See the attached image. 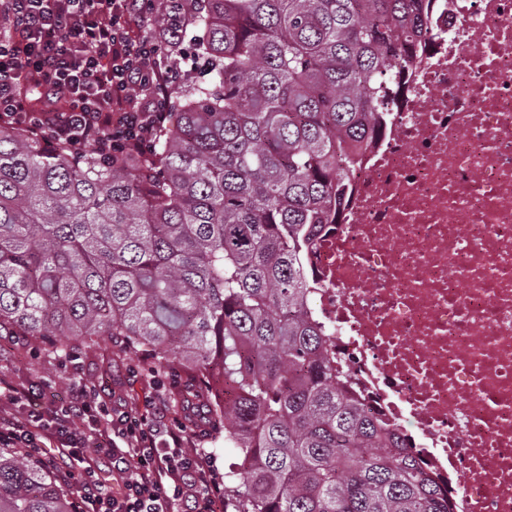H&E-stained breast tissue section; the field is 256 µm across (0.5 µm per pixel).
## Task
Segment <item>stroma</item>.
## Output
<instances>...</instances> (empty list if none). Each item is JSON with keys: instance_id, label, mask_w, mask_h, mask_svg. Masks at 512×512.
Instances as JSON below:
<instances>
[{"instance_id": "35a3bbf8", "label": "stroma", "mask_w": 512, "mask_h": 512, "mask_svg": "<svg viewBox=\"0 0 512 512\" xmlns=\"http://www.w3.org/2000/svg\"><path fill=\"white\" fill-rule=\"evenodd\" d=\"M137 354L129 353L106 363L99 358L78 355L76 362L59 361L34 349L21 350L16 344L0 345V377L15 385L30 382L43 384L50 400H67L75 380L93 382L110 403L128 408L141 407L144 399L153 398L164 405L169 417L182 418L183 413L171 392L179 381L178 373L157 379L146 373L130 375L131 365L138 363Z\"/></svg>"}]
</instances>
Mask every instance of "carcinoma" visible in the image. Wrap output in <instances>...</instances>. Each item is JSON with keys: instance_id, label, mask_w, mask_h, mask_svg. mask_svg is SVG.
I'll use <instances>...</instances> for the list:
<instances>
[{"instance_id": "1", "label": "carcinoma", "mask_w": 512, "mask_h": 512, "mask_svg": "<svg viewBox=\"0 0 512 512\" xmlns=\"http://www.w3.org/2000/svg\"><path fill=\"white\" fill-rule=\"evenodd\" d=\"M431 7L203 0L211 80L133 164L0 126V336L181 372L172 400L239 457L224 512H450L448 481L348 389L308 272ZM58 478L0 447V512H77Z\"/></svg>"}]
</instances>
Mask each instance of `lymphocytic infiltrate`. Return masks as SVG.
I'll use <instances>...</instances> for the list:
<instances>
[{
	"label": "lymphocytic infiltrate",
	"instance_id": "f902f5d3",
	"mask_svg": "<svg viewBox=\"0 0 512 512\" xmlns=\"http://www.w3.org/2000/svg\"><path fill=\"white\" fill-rule=\"evenodd\" d=\"M0 16V123L51 146L94 145L105 158L151 150L188 67L179 0L161 27L146 0H0ZM0 394L24 405L0 418V447L37 457L42 436L54 438L75 467L79 512H177L188 500L193 512L220 508L216 473L157 402L126 411L87 385L67 403L43 407L42 385L1 378ZM105 470L111 483L100 477Z\"/></svg>",
	"mask_w": 512,
	"mask_h": 512
}]
</instances>
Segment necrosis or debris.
I'll use <instances>...</instances> for the list:
<instances>
[{"instance_id": "necrosis-or-debris-1", "label": "necrosis or debris", "mask_w": 512, "mask_h": 512, "mask_svg": "<svg viewBox=\"0 0 512 512\" xmlns=\"http://www.w3.org/2000/svg\"><path fill=\"white\" fill-rule=\"evenodd\" d=\"M437 4L309 258L312 310L452 512H512V0Z\"/></svg>"}]
</instances>
